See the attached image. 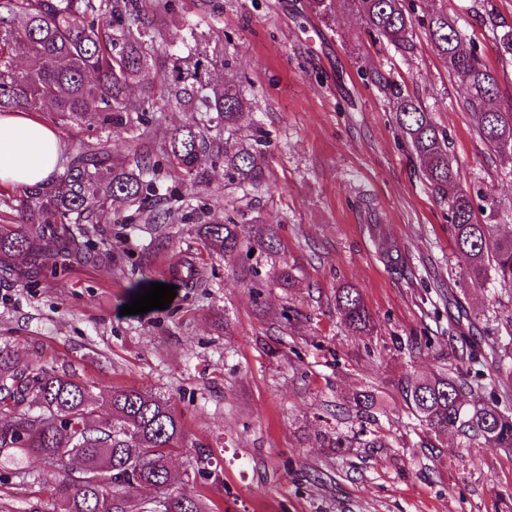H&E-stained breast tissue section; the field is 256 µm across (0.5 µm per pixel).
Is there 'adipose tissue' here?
<instances>
[{
  "label": "adipose tissue",
  "mask_w": 512,
  "mask_h": 512,
  "mask_svg": "<svg viewBox=\"0 0 512 512\" xmlns=\"http://www.w3.org/2000/svg\"><path fill=\"white\" fill-rule=\"evenodd\" d=\"M56 131L20 113L0 115V183L18 187L50 180L62 169Z\"/></svg>",
  "instance_id": "1"
}]
</instances>
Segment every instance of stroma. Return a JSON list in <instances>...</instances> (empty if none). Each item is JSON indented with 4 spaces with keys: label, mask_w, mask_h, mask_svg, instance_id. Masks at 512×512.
<instances>
[{
    "label": "stroma",
    "mask_w": 512,
    "mask_h": 512,
    "mask_svg": "<svg viewBox=\"0 0 512 512\" xmlns=\"http://www.w3.org/2000/svg\"><path fill=\"white\" fill-rule=\"evenodd\" d=\"M143 83H159L166 57L190 31L205 33L202 66L212 83L231 80L248 102L234 139L259 133L267 190L245 192L207 162L194 186L162 164L185 110L146 124L86 131L58 127L65 156L104 144L113 157L147 152L160 165L154 186L166 207L203 221L279 225L281 247L246 285L209 249L195 224L146 223L131 207L104 210L91 235L112 262L46 275L38 284L0 283V345L35 366H71L97 415L100 390L137 386L171 400L186 443L210 446L215 479L196 489L222 512H512V451L471 444L419 425L400 383L463 369L448 345L457 332L512 335V288L459 285L464 259L448 237V205L424 180L395 123L396 93L419 99L448 132L456 189L495 198L499 234H512V153L475 132L468 94L448 73L423 20L456 19L488 63H500L491 27L512 26V0H406L412 52L374 39L346 0L326 13L312 0H161ZM378 70L383 82L371 79ZM190 262L204 287L178 289L168 308L125 315L128 287L168 279ZM296 269L294 287L270 283L272 265ZM357 288L375 319L347 330L336 291ZM374 391L368 429L379 448L337 455L336 434H353V396ZM26 478L0 471V512H56V478L36 459Z\"/></svg>",
    "instance_id": "obj_1"
}]
</instances>
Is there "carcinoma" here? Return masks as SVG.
Listing matches in <instances>:
<instances>
[{"mask_svg":"<svg viewBox=\"0 0 512 512\" xmlns=\"http://www.w3.org/2000/svg\"><path fill=\"white\" fill-rule=\"evenodd\" d=\"M366 28L396 49H413V22L403 0H350ZM156 0H0V112L50 107L57 123L99 130L146 121L158 101L183 106L191 123L169 136L170 166L185 180L202 184L208 170L201 158L224 160V175L233 184L258 192L267 186L264 152L252 143L223 137L233 129L246 102L230 83L210 86L199 76V45L187 55L169 58L163 93L142 88L133 108L126 90L148 68L147 42L153 41L149 11ZM426 30L441 59L467 90L478 136L499 151L512 150V108L493 105L499 71L477 55L456 20L432 13ZM24 54L35 66L17 70ZM398 130L423 165L425 180L448 203V235L465 257L459 279L512 287V235L497 234L496 207L480 220L472 197L448 192L456 179L448 154V138L431 113L409 95L398 96ZM156 165L149 153L119 161L110 151L93 148L72 157L50 182L22 188L16 215L0 224V282L36 279L51 266L67 270L75 264L112 260L89 246L86 225L105 207L118 210L148 205ZM200 235L215 252L232 258L257 254L260 261L277 252L272 224L244 222L203 224ZM175 279L187 288L202 286L191 263L181 265ZM336 308L351 331L373 326V317L357 289L341 288ZM512 361V336L493 339L487 347L469 346L468 361L479 369L442 371L405 377L401 386L408 409L419 425L440 433L454 431L469 442L512 448V399L484 395V371L500 372ZM112 419L94 421L87 385L66 368L34 367L0 346V468L21 474L24 459L36 458L59 475L55 495L59 512H131L134 496L156 495L139 502L137 512H220L204 496L173 486L172 455L185 448L184 424L171 401L147 389L105 390ZM360 418L358 434L367 435L376 398L369 391L354 397ZM188 472L212 474L217 467L208 445L188 451Z\"/></svg>","mask_w":512,"mask_h":512,"instance_id":"cac0c4a2","label":"carcinoma"}]
</instances>
